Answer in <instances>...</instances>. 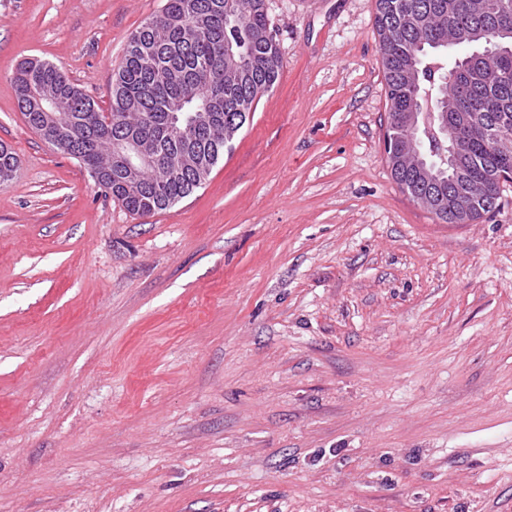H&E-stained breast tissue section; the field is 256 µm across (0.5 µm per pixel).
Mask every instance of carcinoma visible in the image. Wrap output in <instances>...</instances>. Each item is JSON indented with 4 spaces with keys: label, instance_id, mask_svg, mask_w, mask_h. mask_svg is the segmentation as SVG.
Returning <instances> with one entry per match:
<instances>
[{
    "label": "carcinoma",
    "instance_id": "carcinoma-1",
    "mask_svg": "<svg viewBox=\"0 0 512 512\" xmlns=\"http://www.w3.org/2000/svg\"><path fill=\"white\" fill-rule=\"evenodd\" d=\"M453 2L450 12L448 0H376L375 26L388 89L386 134L397 147L387 156L392 177L403 192L414 189L428 197L438 219L463 224L497 209L496 180L512 173V141L501 135L512 127V52L492 57L507 76L503 84L487 87L472 80L465 89L466 109L475 113L482 129L465 148L477 207L468 213L458 210L448 176L418 169L398 150L413 135L407 123L410 113L437 116L458 104L461 63L448 59V47L441 41L460 28L491 37L498 26L512 24V0H491L492 7L484 12L473 11L471 0ZM280 67L265 0H165L160 13L129 37L113 80L110 116L46 61L22 62L13 82L25 123L40 135L46 118L35 93L66 102L72 139L60 152L78 159L129 213L144 216L174 206L205 183L224 157L226 146L216 140L222 134L238 135L250 120L252 106L276 84ZM441 71L448 73L444 86L434 81ZM215 94L223 97L224 120L237 129H186L196 138L197 150L180 161V142L167 133L172 103L185 101L183 112L191 113ZM128 138L146 142L156 157L155 166L142 170L135 184L125 176L117 151ZM17 169L15 153L1 141L0 185L10 182Z\"/></svg>",
    "mask_w": 512,
    "mask_h": 512
}]
</instances>
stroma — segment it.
I'll use <instances>...</instances> for the list:
<instances>
[{
	"label": "stroma",
	"mask_w": 512,
	"mask_h": 512,
	"mask_svg": "<svg viewBox=\"0 0 512 512\" xmlns=\"http://www.w3.org/2000/svg\"><path fill=\"white\" fill-rule=\"evenodd\" d=\"M164 0H0V512H512V184L446 224L384 153L376 0H265L279 80L201 188L128 213L31 130L100 108Z\"/></svg>",
	"instance_id": "1"
}]
</instances>
